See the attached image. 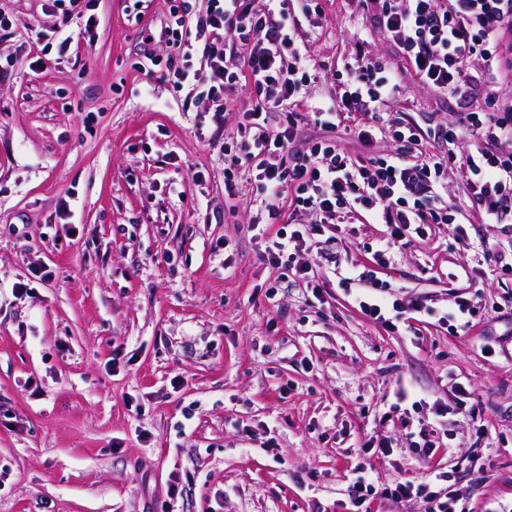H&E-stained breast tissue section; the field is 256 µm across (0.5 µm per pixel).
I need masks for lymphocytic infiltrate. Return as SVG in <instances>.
<instances>
[{
    "mask_svg": "<svg viewBox=\"0 0 512 512\" xmlns=\"http://www.w3.org/2000/svg\"><path fill=\"white\" fill-rule=\"evenodd\" d=\"M294 2L207 0L204 18L194 22L189 0H180L159 35L145 41L174 48L180 63L168 67L169 81L195 91L216 124L224 122L230 94L249 86L251 101L224 137L234 150L224 168V191L235 195L245 175L256 182L260 223L279 227L265 250L268 264L288 269L321 298L320 278L299 261V252L336 241L341 213L384 225L370 247L372 265L348 266L338 283L366 317L395 332L406 313L427 307L400 295H378L374 266L391 265L401 247L427 238L435 224L447 225L463 250L472 247L463 214L448 194L449 170L464 172L470 209L481 223L512 218V97L496 89L499 74L512 69V42L505 39L512 31V0H348L353 12L373 17L424 88L462 105L455 118L427 128L388 111L403 79L364 50L345 66L335 97L313 102L317 75L299 41L298 20L320 16L322 6L320 0H302L299 8ZM309 114L324 135L299 149L298 124ZM343 125L364 146L386 138L394 149L349 156L334 137ZM440 139L447 154L430 150ZM286 197L303 221L283 223L280 201ZM352 487L350 504L357 510L378 496L424 503L425 512H469L449 473L439 468L390 484L358 468Z\"/></svg>",
    "mask_w": 512,
    "mask_h": 512,
    "instance_id": "lymphocytic-infiltrate-1",
    "label": "lymphocytic infiltrate"
}]
</instances>
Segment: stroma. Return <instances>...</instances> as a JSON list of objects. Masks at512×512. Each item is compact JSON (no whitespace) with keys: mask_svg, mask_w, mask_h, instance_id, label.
<instances>
[{"mask_svg":"<svg viewBox=\"0 0 512 512\" xmlns=\"http://www.w3.org/2000/svg\"><path fill=\"white\" fill-rule=\"evenodd\" d=\"M322 6L307 45L315 97L335 93L360 47L403 73L391 110L424 126L454 117L456 101L424 88L370 16ZM169 9L83 0L97 28L44 55L37 35L61 11L0 0L16 21L0 31V512H142L178 466L182 512H346L361 444L433 419L457 382L486 434L451 412L431 460L398 447L375 471L388 483L438 467L471 512H512V275L437 224L379 279L437 309L475 295L502 317L454 334L422 314L389 333L337 283L309 300L261 258L277 227L252 229L255 186L225 196L211 113L142 65ZM378 231L343 226L305 260L368 262ZM32 266L52 278L14 298ZM400 382L416 402L405 415L390 410Z\"/></svg>","mask_w":512,"mask_h":512,"instance_id":"stroma-1","label":"stroma"}]
</instances>
